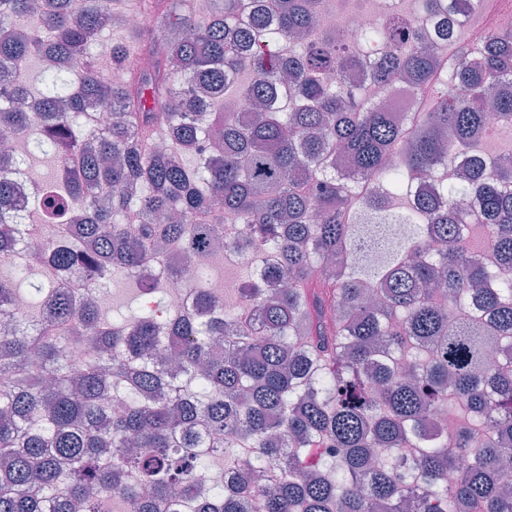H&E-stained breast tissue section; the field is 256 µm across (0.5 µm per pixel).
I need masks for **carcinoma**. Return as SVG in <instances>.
<instances>
[{
  "label": "carcinoma",
  "instance_id": "1",
  "mask_svg": "<svg viewBox=\"0 0 512 512\" xmlns=\"http://www.w3.org/2000/svg\"><path fill=\"white\" fill-rule=\"evenodd\" d=\"M321 2L138 0L153 28L127 30L134 54L109 45L107 80L112 0H0V140L63 154L52 224L19 223L0 156V512H512V152L482 149L512 33L456 51L450 97L437 50L387 26L350 50L315 26ZM352 69L403 77L428 110L371 107ZM495 114L512 126V97ZM228 223L250 226L233 304L212 288ZM374 225L392 236L368 262ZM32 240L47 263L20 258ZM165 248L209 261L158 275ZM115 276L139 315L107 319L95 289ZM176 282L191 309L148 305ZM268 466L260 490L222 485Z\"/></svg>",
  "mask_w": 512,
  "mask_h": 512
}]
</instances>
